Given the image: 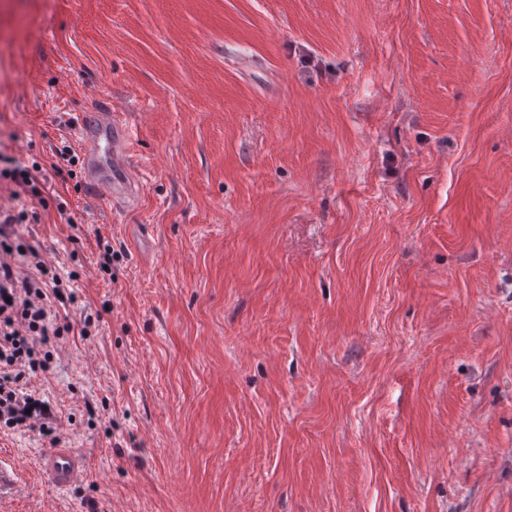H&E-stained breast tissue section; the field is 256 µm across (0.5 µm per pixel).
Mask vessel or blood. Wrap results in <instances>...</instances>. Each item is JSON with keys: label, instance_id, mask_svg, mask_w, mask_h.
<instances>
[{"label": "vessel or blood", "instance_id": "obj_1", "mask_svg": "<svg viewBox=\"0 0 512 512\" xmlns=\"http://www.w3.org/2000/svg\"><path fill=\"white\" fill-rule=\"evenodd\" d=\"M77 135L85 156L87 192L115 204L131 203L135 170L129 162V126L107 106L83 116ZM43 466L57 486L67 487L78 480L83 462L73 449L52 448L44 455Z\"/></svg>", "mask_w": 512, "mask_h": 512}]
</instances>
